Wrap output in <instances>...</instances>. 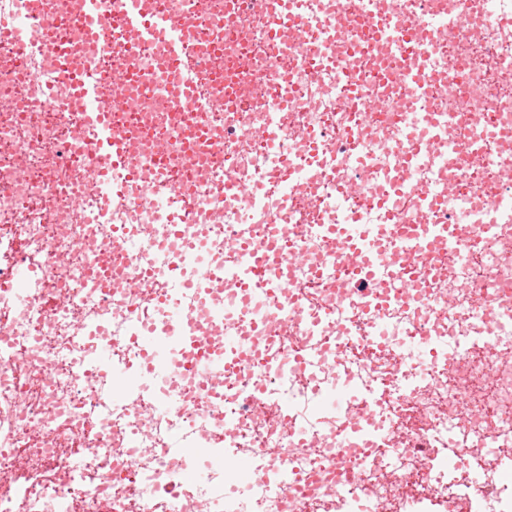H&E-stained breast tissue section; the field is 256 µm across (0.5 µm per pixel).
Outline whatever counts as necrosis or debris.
Returning <instances> with one entry per match:
<instances>
[{"label":"necrosis or debris","mask_w":512,"mask_h":512,"mask_svg":"<svg viewBox=\"0 0 512 512\" xmlns=\"http://www.w3.org/2000/svg\"><path fill=\"white\" fill-rule=\"evenodd\" d=\"M146 2L195 17L189 57L207 71L206 107L189 116L161 91L160 52L137 48L131 35L117 33L110 62L96 69L115 122L146 143L132 164L163 188L148 206L133 194L101 209L96 166L81 155L87 128L68 105L69 76L47 63L55 44L22 57L0 42V512H219L243 482L253 512H354L368 498L379 512H469L475 499L487 512H512V484L490 458L512 455V223H497L487 205L506 192L512 140L489 142L479 156L468 148L482 125L512 129V30L499 24L512 0L481 9L436 0L447 20L430 44L429 88L419 98L382 83L400 63L376 34L390 19L417 26L418 0H379L370 18L362 0H291L311 24L300 52L291 40L269 44L272 18L253 0ZM129 63L154 83H129L113 99L112 69ZM283 74L293 86L286 106L268 85ZM453 74L462 96L442 88ZM464 98L480 111L462 108ZM419 110L450 121L411 176L450 181L452 196L447 213L422 215L412 201L398 221L452 225L470 249L458 255L439 241L420 255L419 276L393 286L383 270L359 282L331 244L309 235L308 216L341 223L328 197L337 178H351L359 150L370 173L350 197L359 223H381L385 174ZM272 120L290 140L306 129L330 135L317 157L294 154L293 193L220 198L238 171L261 183L275 177L279 164L256 135ZM193 123L209 143L191 155ZM244 208L250 231L231 256L224 242L240 236ZM176 211L209 250L210 275L224 281L223 323L192 318L174 330L134 287L141 269L157 274L174 262L179 280L198 276L192 259L162 246ZM274 232L284 256L297 259L288 279L306 322L291 330L285 297L269 295L265 280L243 304L235 281L221 276ZM380 287L393 303L377 316L340 303ZM416 330L432 347L426 369L404 354ZM144 333L176 342L164 381L137 391L135 340ZM228 333L237 338L235 372L200 382L180 370L186 337L204 350ZM102 346L111 368L93 366ZM339 384L354 397L338 413L321 398ZM381 424L394 438L371 442ZM223 447L250 467L213 469L207 489L184 484ZM452 454L465 455L466 467L449 468Z\"/></svg>","instance_id":"necrosis-or-debris-1"}]
</instances>
